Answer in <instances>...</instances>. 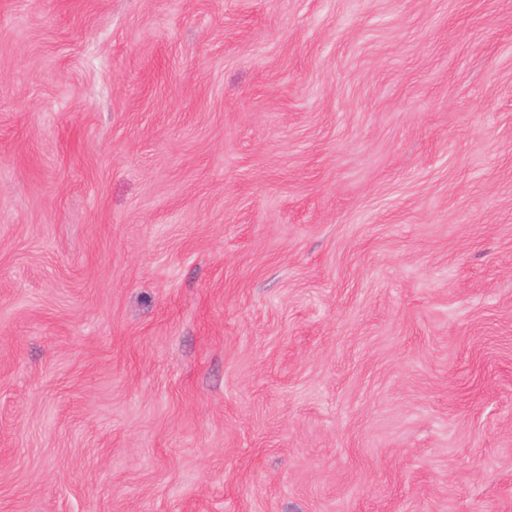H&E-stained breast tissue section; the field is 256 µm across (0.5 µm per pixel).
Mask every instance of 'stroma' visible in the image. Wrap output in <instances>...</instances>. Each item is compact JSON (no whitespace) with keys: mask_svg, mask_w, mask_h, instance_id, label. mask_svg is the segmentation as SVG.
<instances>
[{"mask_svg":"<svg viewBox=\"0 0 512 512\" xmlns=\"http://www.w3.org/2000/svg\"><path fill=\"white\" fill-rule=\"evenodd\" d=\"M0 512H512V0H0Z\"/></svg>","mask_w":512,"mask_h":512,"instance_id":"obj_1","label":"stroma"}]
</instances>
